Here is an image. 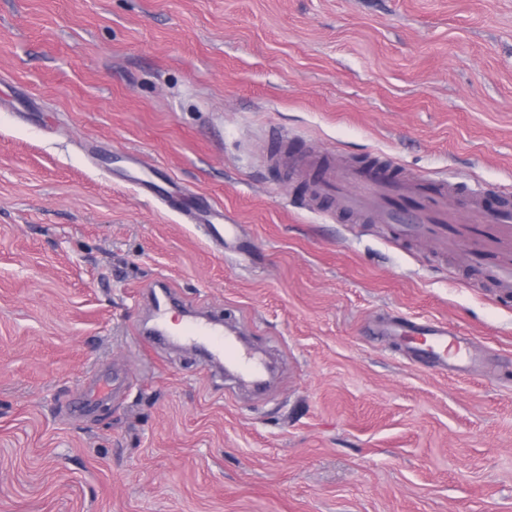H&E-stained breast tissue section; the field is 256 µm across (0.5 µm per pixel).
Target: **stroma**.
Listing matches in <instances>:
<instances>
[{
  "label": "stroma",
  "mask_w": 512,
  "mask_h": 512,
  "mask_svg": "<svg viewBox=\"0 0 512 512\" xmlns=\"http://www.w3.org/2000/svg\"><path fill=\"white\" fill-rule=\"evenodd\" d=\"M274 126L512 193V0H0V512H512V298L467 243L308 209ZM159 281L275 365L264 392L143 341ZM399 320L486 371L420 362ZM193 224H196L197 231L206 239L212 242L224 244V248L238 241L237 224H213L209 219L200 218L190 213H183ZM207 221L208 223H203ZM385 333L404 336L419 345V357L433 368L467 374L479 370L482 365L474 357L469 342L459 336L454 327L446 323L389 324Z\"/></svg>",
  "instance_id": "obj_1"
}]
</instances>
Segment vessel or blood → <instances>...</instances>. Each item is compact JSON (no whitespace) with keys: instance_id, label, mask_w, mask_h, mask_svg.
<instances>
[{"instance_id":"obj_1","label":"vessel or blood","mask_w":512,"mask_h":512,"mask_svg":"<svg viewBox=\"0 0 512 512\" xmlns=\"http://www.w3.org/2000/svg\"><path fill=\"white\" fill-rule=\"evenodd\" d=\"M302 166L315 197L335 202L339 212L395 227L401 238L428 240L443 247L458 238L471 239L469 261L477 277L497 288L502 297L512 296V202L505 200L492 208L482 193L468 192L464 202L468 221L451 226L446 222V206L459 190L454 179L444 177L430 185L421 179L399 178L387 161L359 169L308 158ZM400 199L414 200L415 205L398 208ZM192 222L210 241L228 246L238 240L237 225L205 223L197 216ZM171 311L167 291L156 293L151 306L154 335L204 344L212 360H230L242 380L256 382L263 377L262 360L241 349L221 322L194 317L175 329L168 323ZM385 331L417 342L420 357L431 367L460 374L480 368L467 339L448 324H390Z\"/></svg>"}]
</instances>
